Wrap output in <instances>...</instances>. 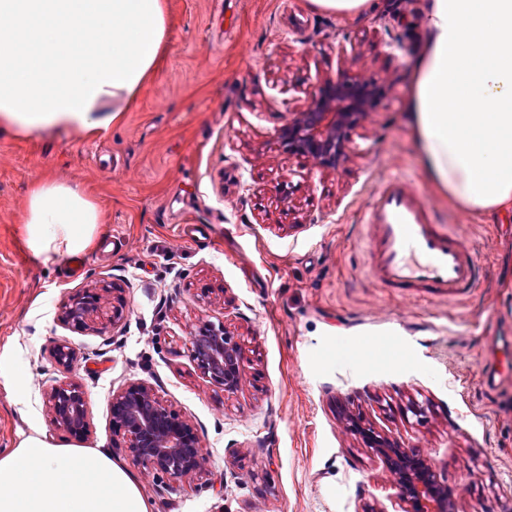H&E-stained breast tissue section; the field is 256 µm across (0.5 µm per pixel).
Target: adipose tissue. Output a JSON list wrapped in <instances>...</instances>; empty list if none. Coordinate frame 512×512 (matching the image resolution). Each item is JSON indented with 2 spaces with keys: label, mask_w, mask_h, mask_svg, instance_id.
I'll return each instance as SVG.
<instances>
[{
  "label": "adipose tissue",
  "mask_w": 512,
  "mask_h": 512,
  "mask_svg": "<svg viewBox=\"0 0 512 512\" xmlns=\"http://www.w3.org/2000/svg\"><path fill=\"white\" fill-rule=\"evenodd\" d=\"M170 0H0V131L85 137L120 124L169 53ZM411 143L436 195L512 218V0H422L408 61ZM105 216L84 187L30 185L18 222L35 256L89 250ZM102 448L35 433L0 453V512H151Z\"/></svg>",
  "instance_id": "obj_1"
}]
</instances>
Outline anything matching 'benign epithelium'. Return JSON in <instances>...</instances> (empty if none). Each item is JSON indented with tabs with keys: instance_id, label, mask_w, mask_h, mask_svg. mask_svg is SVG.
Returning a JSON list of instances; mask_svg holds the SVG:
<instances>
[{
	"instance_id": "obj_1",
	"label": "benign epithelium",
	"mask_w": 512,
	"mask_h": 512,
	"mask_svg": "<svg viewBox=\"0 0 512 512\" xmlns=\"http://www.w3.org/2000/svg\"><path fill=\"white\" fill-rule=\"evenodd\" d=\"M376 87L360 76L342 73L326 78L307 94L303 106L288 113L279 129L280 145L290 155L312 160L323 170L334 171L351 152L349 131L369 111L376 99ZM122 288L115 283L88 291L62 307L61 319L87 330L100 317L102 300L112 296L111 315L117 325L123 317ZM190 356L200 373L227 393L246 383L242 349L225 325L205 323L190 336ZM50 357L64 371H70L74 350L64 344L50 348ZM47 403L52 423L82 439L90 430L84 393L74 382L51 387ZM112 431L122 436L132 460L147 474H162L178 484L207 471L206 456L195 426L164 404L149 384L130 381L112 394L109 401ZM347 429L363 436L381 459L405 504L403 512H455V500L448 486L438 481L428 460L415 457L403 444L371 429H363L351 416Z\"/></svg>"
}]
</instances>
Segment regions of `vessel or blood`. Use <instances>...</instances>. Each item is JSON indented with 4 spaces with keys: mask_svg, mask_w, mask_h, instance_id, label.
Instances as JSON below:
<instances>
[{
    "mask_svg": "<svg viewBox=\"0 0 512 512\" xmlns=\"http://www.w3.org/2000/svg\"><path fill=\"white\" fill-rule=\"evenodd\" d=\"M365 216L367 266L382 287L454 301L483 283V266L459 237L436 223L429 201L407 178L380 180Z\"/></svg>",
    "mask_w": 512,
    "mask_h": 512,
    "instance_id": "1",
    "label": "vessel or blood"
}]
</instances>
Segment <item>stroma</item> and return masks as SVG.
Returning <instances> with one entry per match:
<instances>
[{
    "instance_id": "stroma-1",
    "label": "stroma",
    "mask_w": 512,
    "mask_h": 512,
    "mask_svg": "<svg viewBox=\"0 0 512 512\" xmlns=\"http://www.w3.org/2000/svg\"><path fill=\"white\" fill-rule=\"evenodd\" d=\"M420 2L374 0L371 19L351 22L307 0H172L168 59L121 124L91 139L0 133V451L37 431L78 442L46 399L69 378L90 422L78 443L137 475L153 512H402L347 412L428 459L456 512H512V223L431 198L488 269L460 305L377 286L363 256L361 215L381 178L430 190L404 112ZM343 71L379 96L348 160L324 171L277 132L304 103L297 89ZM44 174L95 194L107 221L91 250L43 260L23 242L17 220ZM112 281L124 288L117 328L60 321L65 303ZM205 321L242 345L236 393L190 358ZM64 341L77 355L67 374L48 355ZM132 380L196 426L205 474L172 485L132 460L109 411ZM414 403L424 422L408 416Z\"/></svg>"
}]
</instances>
